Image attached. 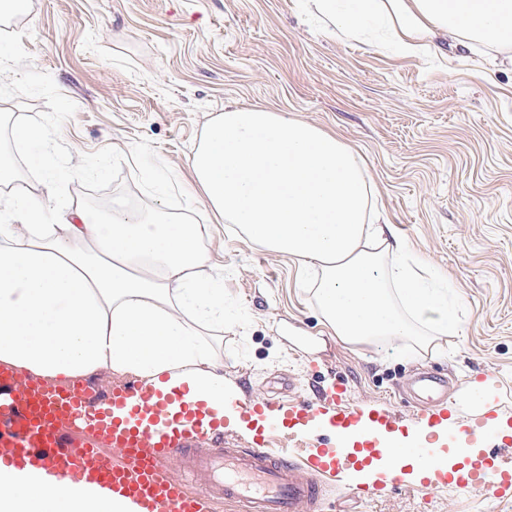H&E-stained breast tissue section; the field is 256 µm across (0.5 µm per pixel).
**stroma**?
<instances>
[{"label": "stroma", "instance_id": "1", "mask_svg": "<svg viewBox=\"0 0 512 512\" xmlns=\"http://www.w3.org/2000/svg\"><path fill=\"white\" fill-rule=\"evenodd\" d=\"M0 31L22 32L32 67L75 103L61 130L72 158L115 147L138 199L155 204L145 171H164L170 211L209 225L202 274L224 278V323L204 334L237 393L312 397L342 382L352 402L394 409L405 436L421 421L404 387L426 369L460 392L490 383L486 412L512 422V64L444 34L416 57L379 34L346 39L302 0H28ZM243 106L292 114L359 154L387 241L446 277L460 335L348 344L322 314L313 269L212 223L190 159L207 125ZM336 507L512 512V496L430 485Z\"/></svg>", "mask_w": 512, "mask_h": 512}]
</instances>
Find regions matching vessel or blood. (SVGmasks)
<instances>
[{
    "label": "vessel or blood",
    "mask_w": 512,
    "mask_h": 512,
    "mask_svg": "<svg viewBox=\"0 0 512 512\" xmlns=\"http://www.w3.org/2000/svg\"><path fill=\"white\" fill-rule=\"evenodd\" d=\"M410 390L429 429L414 454L431 455L439 431L482 448L504 444L499 424L482 415L464 426L450 422L446 380L424 372ZM397 422L393 410L351 403L338 392L287 403L239 397L219 408L208 393H191L184 384L126 376L106 390L90 377L50 380L0 365V470L35 469L49 486H92L104 499L126 502L130 512H215L221 502L243 512H326L323 489L330 481L340 498L411 488L391 469L404 453L386 440ZM242 424L252 427L250 444L226 447ZM280 431L304 435V454L270 453ZM378 454L389 471L364 483L346 481L347 472ZM420 482L450 484L463 496L485 490L498 499L512 495V466L490 472L479 466L456 477L427 464Z\"/></svg>",
    "instance_id": "vessel-or-blood-1"
}]
</instances>
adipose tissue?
Instances as JSON below:
<instances>
[{
	"label": "adipose tissue",
	"mask_w": 512,
	"mask_h": 512,
	"mask_svg": "<svg viewBox=\"0 0 512 512\" xmlns=\"http://www.w3.org/2000/svg\"><path fill=\"white\" fill-rule=\"evenodd\" d=\"M329 31L384 30L401 53L426 52L432 37L512 51V0H311ZM204 204L255 244L321 271L320 308L350 344L461 332L445 282L429 264L399 258L384 272L374 190L355 151L338 136L285 112L229 108L207 127L191 158ZM56 174L44 197L13 194L0 207V363L45 378L100 370L207 387L223 399L224 375L202 330L224 319L221 279L204 278L206 226L171 219L158 204L148 221L123 205L91 224H47L65 207ZM0 512H128L92 488L48 487L38 471H0Z\"/></svg>",
	"instance_id": "ef3b65f1"
}]
</instances>
